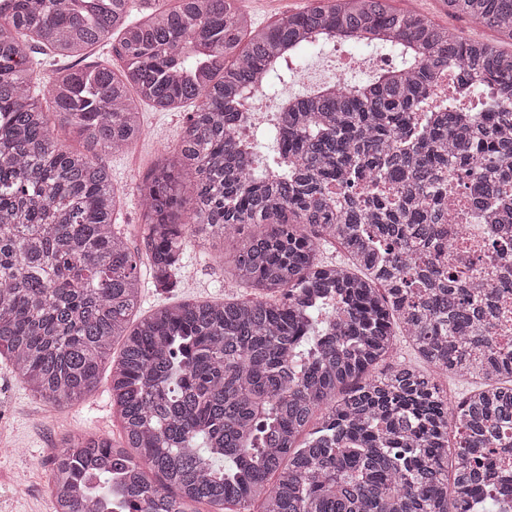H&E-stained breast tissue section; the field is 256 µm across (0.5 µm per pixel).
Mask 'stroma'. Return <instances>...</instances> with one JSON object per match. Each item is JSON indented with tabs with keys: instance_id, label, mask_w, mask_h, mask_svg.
<instances>
[{
	"instance_id": "35a3bbf8",
	"label": "stroma",
	"mask_w": 512,
	"mask_h": 512,
	"mask_svg": "<svg viewBox=\"0 0 512 512\" xmlns=\"http://www.w3.org/2000/svg\"><path fill=\"white\" fill-rule=\"evenodd\" d=\"M389 4L397 11L420 12L432 22L455 29L464 37L495 43L504 51H512V41L478 21L450 15L443 0H389ZM187 116L184 108L176 112L143 108L145 133L141 139L126 154L102 158L123 196L118 222L125 229L131 250L143 248L136 187L161 156L175 158ZM184 254L190 277L180 288L168 293L145 285L139 315L181 301L252 297V289L230 286L226 273L229 261L223 256L222 241L189 240ZM80 428L119 439L121 421L112 410L108 379H101L96 390L81 399L49 408L33 397L11 369L0 362V446L8 444L17 449L15 455L0 456V512H51L48 483L51 461L60 450L63 434ZM20 473L27 476L26 487L22 490L14 487V478Z\"/></svg>"
}]
</instances>
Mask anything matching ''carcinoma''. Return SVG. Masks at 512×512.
Wrapping results in <instances>:
<instances>
[{
    "mask_svg": "<svg viewBox=\"0 0 512 512\" xmlns=\"http://www.w3.org/2000/svg\"><path fill=\"white\" fill-rule=\"evenodd\" d=\"M142 2L0 0V360L48 406L92 393L109 362L122 421L119 442L62 439L52 512H460L489 456L512 453V340L492 325L512 281L459 283L431 251L452 248L450 158L472 177L461 218L494 205L512 238V52L388 0H320L260 30L243 0L135 19ZM444 2L512 39V0ZM116 34L119 71L66 65L40 86L45 58L79 60ZM335 37L392 46L400 70L299 98L267 131L273 153L248 157L231 135L245 93ZM453 67L465 87L494 85L493 105L415 130ZM44 97L83 149L53 138ZM196 101L177 153L194 182L164 158L137 187L152 283L179 287L187 240L227 238L255 294L166 305L132 326L142 262L101 157L140 139L141 104ZM333 184L352 193L342 209ZM259 225L270 230L246 232ZM330 239L351 264L322 261ZM400 332L430 367L478 383L460 415L426 371L378 369Z\"/></svg>",
    "mask_w": 512,
    "mask_h": 512,
    "instance_id": "carcinoma-1",
    "label": "carcinoma"
}]
</instances>
